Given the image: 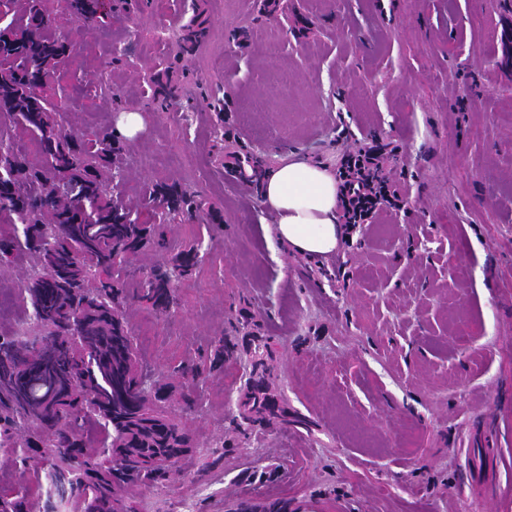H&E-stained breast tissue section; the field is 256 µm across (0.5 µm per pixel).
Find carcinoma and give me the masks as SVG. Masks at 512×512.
Returning a JSON list of instances; mask_svg holds the SVG:
<instances>
[{
  "mask_svg": "<svg viewBox=\"0 0 512 512\" xmlns=\"http://www.w3.org/2000/svg\"><path fill=\"white\" fill-rule=\"evenodd\" d=\"M77 22L108 15L99 0H69ZM20 20L0 29V216L21 231L0 238V264L23 253L35 257L20 299L26 326L0 335V348L13 349L10 368L0 365V447L16 450L27 470L49 471L61 501L75 512H140L132 500L139 489H162L181 460L196 447L191 429L168 414L179 396L185 412L195 409L206 374L224 369L235 344L219 341L200 363L180 362L157 375L139 361L127 321L140 299L165 316L180 305L177 282L197 263L198 248L145 270L132 262L162 245L165 224H141L114 195L122 168L121 142L106 132L75 134L67 129L61 101L46 93L65 62L68 38L53 31L47 0H23ZM209 18L204 7L183 26L181 53L193 52ZM29 138L38 157L15 144ZM270 158L236 157L233 173L244 183L261 181ZM165 219L189 221L202 202L181 185L147 188ZM45 366L53 397L27 399L21 380L28 361ZM250 377L233 426L246 434L277 417L259 372V351L246 353ZM279 467L245 473V481L270 482ZM39 484L24 492L0 493V512H37ZM226 512H288V501L259 503L244 497Z\"/></svg>",
  "mask_w": 512,
  "mask_h": 512,
  "instance_id": "cac0c4a2",
  "label": "carcinoma"
}]
</instances>
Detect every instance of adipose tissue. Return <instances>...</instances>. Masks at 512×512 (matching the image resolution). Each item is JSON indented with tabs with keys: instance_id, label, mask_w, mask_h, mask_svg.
<instances>
[{
	"instance_id": "obj_1",
	"label": "adipose tissue",
	"mask_w": 512,
	"mask_h": 512,
	"mask_svg": "<svg viewBox=\"0 0 512 512\" xmlns=\"http://www.w3.org/2000/svg\"><path fill=\"white\" fill-rule=\"evenodd\" d=\"M261 199L276 217L274 236L292 253L318 257L341 239L340 182L327 162L288 153L265 170Z\"/></svg>"
}]
</instances>
